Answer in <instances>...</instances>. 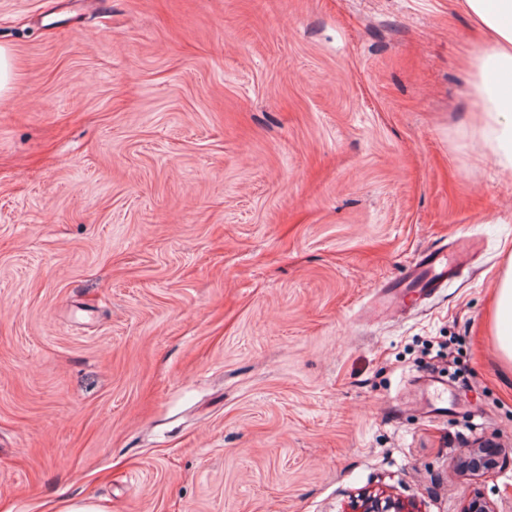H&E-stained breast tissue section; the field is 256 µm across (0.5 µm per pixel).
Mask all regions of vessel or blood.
<instances>
[{"label":"vessel or blood","mask_w":512,"mask_h":512,"mask_svg":"<svg viewBox=\"0 0 512 512\" xmlns=\"http://www.w3.org/2000/svg\"><path fill=\"white\" fill-rule=\"evenodd\" d=\"M476 248L475 241L459 239L450 248L438 247L423 253L405 269L400 279L385 284L380 303L397 308L406 298L425 299L437 293L462 273L466 257Z\"/></svg>","instance_id":"vessel-or-blood-1"}]
</instances>
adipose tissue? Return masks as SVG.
Instances as JSON below:
<instances>
[{
	"mask_svg": "<svg viewBox=\"0 0 512 512\" xmlns=\"http://www.w3.org/2000/svg\"><path fill=\"white\" fill-rule=\"evenodd\" d=\"M483 42L466 58L479 104L473 122L504 172L512 174V0H459ZM494 334L512 361V254L498 280Z\"/></svg>",
	"mask_w": 512,
	"mask_h": 512,
	"instance_id": "ef3b65f1",
	"label": "adipose tissue"
}]
</instances>
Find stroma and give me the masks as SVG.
I'll return each instance as SVG.
<instances>
[{
	"mask_svg": "<svg viewBox=\"0 0 512 512\" xmlns=\"http://www.w3.org/2000/svg\"><path fill=\"white\" fill-rule=\"evenodd\" d=\"M478 40L456 0H0V512H512ZM15 81L12 53L7 47L0 46V96L11 94ZM448 252L444 246L420 255L404 271L401 278L386 283L379 303H390L399 310L406 298L425 299L448 286V280L458 277L464 268L465 258L472 254L477 243L471 239L456 240ZM349 512H419L409 501L384 493H364L350 505Z\"/></svg>",
	"mask_w": 512,
	"mask_h": 512,
	"instance_id": "stroma-1",
	"label": "stroma"
}]
</instances>
